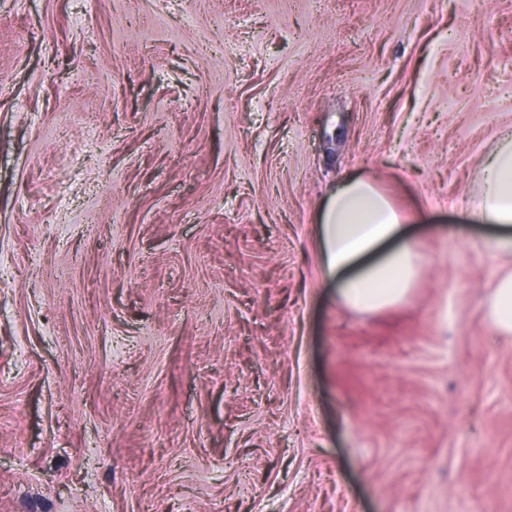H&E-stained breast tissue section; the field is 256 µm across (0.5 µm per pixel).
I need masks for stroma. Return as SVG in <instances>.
Here are the masks:
<instances>
[{
    "label": "stroma",
    "instance_id": "35a3bbf8",
    "mask_svg": "<svg viewBox=\"0 0 512 512\" xmlns=\"http://www.w3.org/2000/svg\"><path fill=\"white\" fill-rule=\"evenodd\" d=\"M501 133L512 0H0V512H512ZM354 175L421 256L374 312ZM482 187L472 204V214L484 224H493L499 234L485 241L495 256L508 255L509 267L493 285L488 315L504 333H512V137L502 139L483 163ZM405 217L370 179L336 185L317 226L324 275L345 307L376 311L403 301L419 271Z\"/></svg>",
    "mask_w": 512,
    "mask_h": 512
}]
</instances>
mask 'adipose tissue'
Here are the masks:
<instances>
[{
  "label": "adipose tissue",
  "instance_id": "obj_1",
  "mask_svg": "<svg viewBox=\"0 0 512 512\" xmlns=\"http://www.w3.org/2000/svg\"><path fill=\"white\" fill-rule=\"evenodd\" d=\"M472 214L498 230L486 241L487 250L512 258L511 136L486 157ZM317 232L323 273L335 281L343 306L376 311L407 297L419 271L417 242L404 216L373 181L351 176L337 184ZM488 315L501 332L512 333V266L493 285Z\"/></svg>",
  "mask_w": 512,
  "mask_h": 512
}]
</instances>
